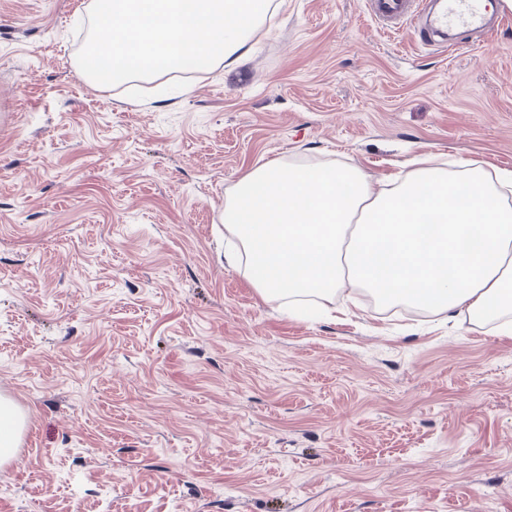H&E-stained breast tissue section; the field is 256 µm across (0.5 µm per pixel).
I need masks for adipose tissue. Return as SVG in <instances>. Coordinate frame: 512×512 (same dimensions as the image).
I'll return each instance as SVG.
<instances>
[{
  "label": "adipose tissue",
  "instance_id": "ef3b65f1",
  "mask_svg": "<svg viewBox=\"0 0 512 512\" xmlns=\"http://www.w3.org/2000/svg\"><path fill=\"white\" fill-rule=\"evenodd\" d=\"M277 8L275 0H96L92 68L102 83L175 77L194 64L233 66ZM245 267L261 295L335 303L344 290L435 316L500 321L512 334V171L409 161L374 191L350 163L278 161L247 172L224 201Z\"/></svg>",
  "mask_w": 512,
  "mask_h": 512
}]
</instances>
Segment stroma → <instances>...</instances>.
I'll use <instances>...</instances> for the list:
<instances>
[{"label": "stroma", "instance_id": "1", "mask_svg": "<svg viewBox=\"0 0 512 512\" xmlns=\"http://www.w3.org/2000/svg\"><path fill=\"white\" fill-rule=\"evenodd\" d=\"M92 0H0V512H512V335L265 299L224 200L270 159L512 170V26L456 50L284 0L232 69L102 86ZM25 416L9 399L0 396V463L13 458Z\"/></svg>", "mask_w": 512, "mask_h": 512}]
</instances>
